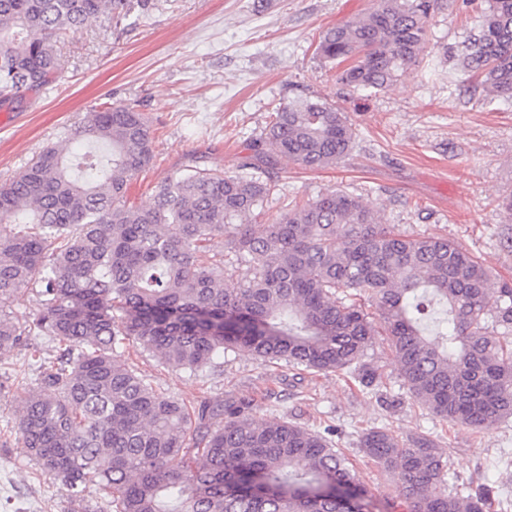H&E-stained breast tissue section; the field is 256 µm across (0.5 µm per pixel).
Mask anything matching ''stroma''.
Returning a JSON list of instances; mask_svg holds the SVG:
<instances>
[{
    "label": "stroma",
    "instance_id": "stroma-1",
    "mask_svg": "<svg viewBox=\"0 0 512 512\" xmlns=\"http://www.w3.org/2000/svg\"><path fill=\"white\" fill-rule=\"evenodd\" d=\"M374 0H148L121 23L101 18L56 44L59 78L0 120V184L45 147H78L73 132L87 112L138 104L154 133V160L129 192L151 204L158 183L186 164L237 171L280 104L303 95L345 112L356 129L335 167L306 170L280 163L257 223L342 189L361 196L382 223L411 236H443L477 256L495 278L512 281V218L500 206L512 194V102L485 98L456 64L474 24L464 0H441L427 51L388 90L342 85L316 48L321 31L370 11ZM33 348L0 355V507L5 512H64L65 492L42 475L11 433L21 397L38 389L36 352L55 350L45 336ZM157 393L184 401L236 395L253 399L260 417H289L335 441L368 488L373 512H406L395 481L358 450L359 432L385 427L402 439L436 437L459 481L494 484L490 512H512V417L484 433L413 408L385 336L371 362L384 386L365 387L336 373L295 376L251 352L191 374L159 364L137 345L118 348ZM398 397L390 409L386 398Z\"/></svg>",
    "mask_w": 512,
    "mask_h": 512
}]
</instances>
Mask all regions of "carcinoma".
<instances>
[{
    "mask_svg": "<svg viewBox=\"0 0 512 512\" xmlns=\"http://www.w3.org/2000/svg\"><path fill=\"white\" fill-rule=\"evenodd\" d=\"M469 2L478 23L460 65L490 98L511 99L512 0ZM137 3L145 0H0V109L56 79L60 35L104 15L121 22ZM437 8L375 0L324 31L317 52L346 86L385 91L418 60ZM74 135L86 151L69 159L47 147L0 185V352L25 342L8 312L23 288L39 297L33 329L57 344L40 363L48 391L26 393L13 429L66 490L67 512H94L91 486L109 512H366L369 491L331 428L258 419L248 398L191 409L119 362L125 343L190 373L247 348L269 366L345 373L369 387L381 384L368 350L383 331L417 408L477 432L512 416V282L493 284L453 240L380 223L344 190L252 223L272 183L250 170L281 159L325 169L350 151L355 130L334 105L310 96L280 104L243 172L184 166L144 207L127 200L154 159L137 106L90 112ZM359 450L393 476L409 512H486L494 500L488 485L449 488L429 434L402 442L364 429Z\"/></svg>",
    "mask_w": 512,
    "mask_h": 512,
    "instance_id": "cac0c4a2",
    "label": "carcinoma"
}]
</instances>
